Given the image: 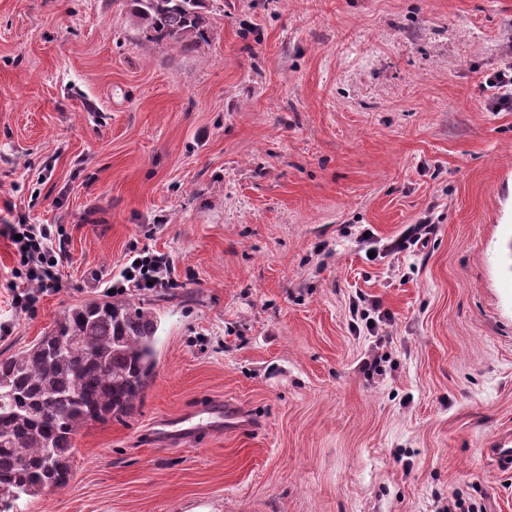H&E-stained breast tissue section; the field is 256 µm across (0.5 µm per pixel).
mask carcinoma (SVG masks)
<instances>
[{
  "label": "carcinoma",
  "instance_id": "obj_1",
  "mask_svg": "<svg viewBox=\"0 0 512 512\" xmlns=\"http://www.w3.org/2000/svg\"><path fill=\"white\" fill-rule=\"evenodd\" d=\"M151 43L194 50L208 43L205 0H127ZM159 320L148 303L121 296L65 311L29 347L0 360V512H22L45 489L63 487L74 435L84 424L130 413L155 366Z\"/></svg>",
  "mask_w": 512,
  "mask_h": 512
}]
</instances>
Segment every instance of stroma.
<instances>
[{
  "mask_svg": "<svg viewBox=\"0 0 512 512\" xmlns=\"http://www.w3.org/2000/svg\"><path fill=\"white\" fill-rule=\"evenodd\" d=\"M208 45L146 43L126 0H0V226L59 224L0 359L109 298L134 252L172 287L133 412L76 434L24 512H512V111L485 88L512 0H206ZM434 230L414 241L411 229ZM389 316L383 374L352 306ZM234 407L194 444L157 423ZM485 453L499 466L512 468V433H498L490 442Z\"/></svg>",
  "mask_w": 512,
  "mask_h": 512,
  "instance_id": "1",
  "label": "stroma"
}]
</instances>
